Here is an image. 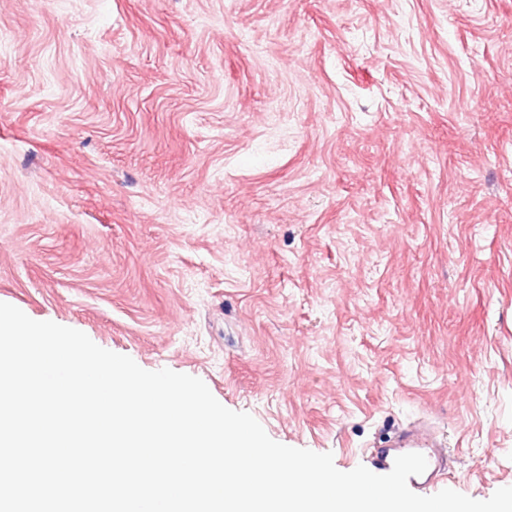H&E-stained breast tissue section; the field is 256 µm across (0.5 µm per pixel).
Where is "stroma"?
Returning a JSON list of instances; mask_svg holds the SVG:
<instances>
[{
	"mask_svg": "<svg viewBox=\"0 0 512 512\" xmlns=\"http://www.w3.org/2000/svg\"><path fill=\"white\" fill-rule=\"evenodd\" d=\"M0 302L512 486V0H0ZM407 453H420L427 459V468L417 476H410L408 485L416 489H423V483L429 475L435 472L438 464L447 459L445 442L431 437L420 426H412L396 433V439L388 448H383L371 456L370 464L374 472H390L396 457Z\"/></svg>",
	"mask_w": 512,
	"mask_h": 512,
	"instance_id": "35a3bbf8",
	"label": "stroma"
}]
</instances>
